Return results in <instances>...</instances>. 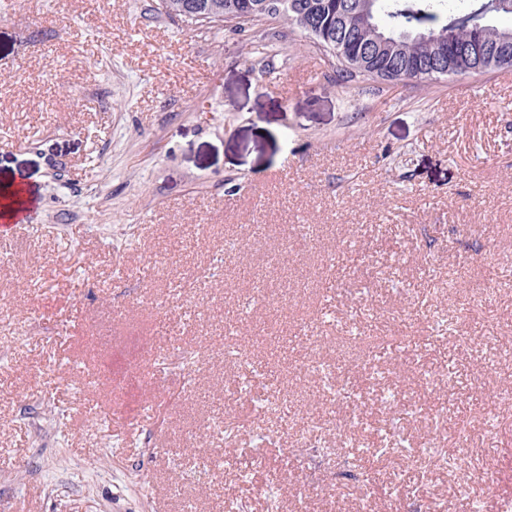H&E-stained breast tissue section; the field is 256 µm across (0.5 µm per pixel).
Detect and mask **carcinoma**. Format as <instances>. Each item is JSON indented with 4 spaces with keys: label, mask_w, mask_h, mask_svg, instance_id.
Returning a JSON list of instances; mask_svg holds the SVG:
<instances>
[{
    "label": "carcinoma",
    "mask_w": 512,
    "mask_h": 512,
    "mask_svg": "<svg viewBox=\"0 0 512 512\" xmlns=\"http://www.w3.org/2000/svg\"><path fill=\"white\" fill-rule=\"evenodd\" d=\"M160 12L207 28H253L281 15L336 56L337 80L430 81L512 67V0H158ZM477 45L480 51L470 50Z\"/></svg>",
    "instance_id": "carcinoma-1"
}]
</instances>
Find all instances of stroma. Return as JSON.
<instances>
[{
  "label": "stroma",
  "mask_w": 512,
  "mask_h": 512,
  "mask_svg": "<svg viewBox=\"0 0 512 512\" xmlns=\"http://www.w3.org/2000/svg\"><path fill=\"white\" fill-rule=\"evenodd\" d=\"M157 4L0 0V512H512V68L346 92L287 19ZM486 261L483 312L433 326ZM383 332L397 413L336 353ZM246 374L336 457L253 419ZM432 429L445 464L407 460Z\"/></svg>",
  "instance_id": "stroma-1"
}]
</instances>
